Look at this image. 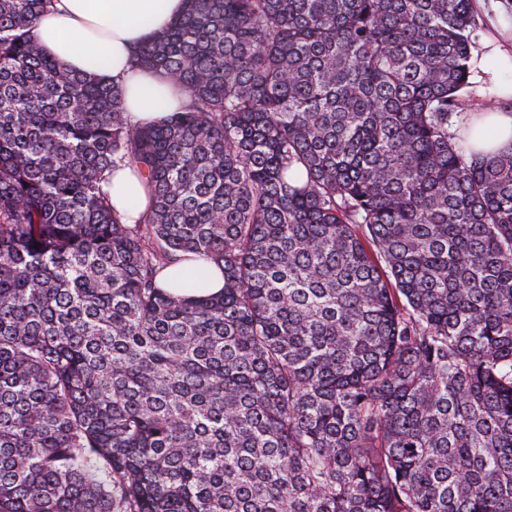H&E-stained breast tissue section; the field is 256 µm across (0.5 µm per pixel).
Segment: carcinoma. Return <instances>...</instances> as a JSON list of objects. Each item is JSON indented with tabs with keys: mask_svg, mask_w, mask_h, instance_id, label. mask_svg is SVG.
Listing matches in <instances>:
<instances>
[{
	"mask_svg": "<svg viewBox=\"0 0 512 512\" xmlns=\"http://www.w3.org/2000/svg\"><path fill=\"white\" fill-rule=\"evenodd\" d=\"M187 2L130 61L187 102L135 126L37 43L52 0H0V512H512V150L450 132L472 0ZM108 190L114 209L127 224H135L149 211L150 188L146 179H138L131 173V167L123 164L112 170Z\"/></svg>",
	"mask_w": 512,
	"mask_h": 512,
	"instance_id": "1",
	"label": "carcinoma"
}]
</instances>
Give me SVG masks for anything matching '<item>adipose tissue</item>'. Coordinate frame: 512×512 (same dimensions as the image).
Returning <instances> with one entry per match:
<instances>
[{"mask_svg": "<svg viewBox=\"0 0 512 512\" xmlns=\"http://www.w3.org/2000/svg\"><path fill=\"white\" fill-rule=\"evenodd\" d=\"M184 10L185 0H54L34 35L47 55L72 70L119 84L129 121L149 126L179 109L186 92L162 73L131 70L129 59ZM470 121L480 133L478 151L512 146V113L488 112L471 116ZM108 190L114 209L126 223H135L148 212L150 189L130 167L121 164L112 170Z\"/></svg>", "mask_w": 512, "mask_h": 512, "instance_id": "1", "label": "adipose tissue"}]
</instances>
